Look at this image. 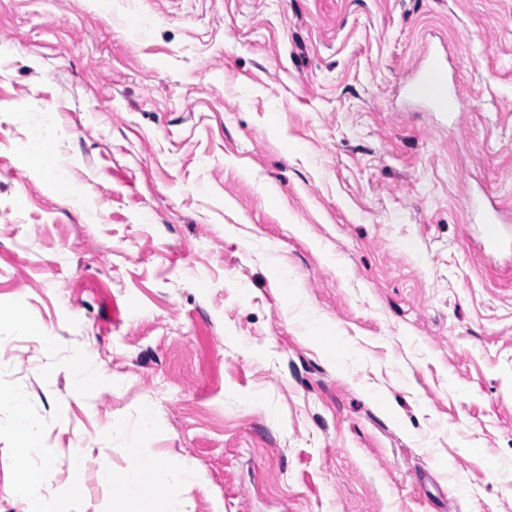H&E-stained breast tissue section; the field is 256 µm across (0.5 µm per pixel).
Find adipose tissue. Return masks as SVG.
Returning <instances> with one entry per match:
<instances>
[{
	"label": "adipose tissue",
	"instance_id": "ef3b65f1",
	"mask_svg": "<svg viewBox=\"0 0 512 512\" xmlns=\"http://www.w3.org/2000/svg\"><path fill=\"white\" fill-rule=\"evenodd\" d=\"M156 477V461L140 452L122 474L107 468L98 473L99 482L112 486L119 498L117 512H177L174 502H161Z\"/></svg>",
	"mask_w": 512,
	"mask_h": 512
}]
</instances>
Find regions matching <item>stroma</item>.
<instances>
[{"mask_svg":"<svg viewBox=\"0 0 512 512\" xmlns=\"http://www.w3.org/2000/svg\"><path fill=\"white\" fill-rule=\"evenodd\" d=\"M432 55L464 111L407 96ZM488 197L512 221V0H0V391L58 450L22 468L0 408V512L31 470L112 512L135 428L181 512H512ZM33 146L31 155L37 166L47 174L58 186L66 189L71 182L70 174L53 148L45 140ZM104 377V369L98 363L79 362L73 368V378L77 387L86 388L97 384Z\"/></svg>","mask_w":512,"mask_h":512,"instance_id":"obj_1","label":"stroma"}]
</instances>
